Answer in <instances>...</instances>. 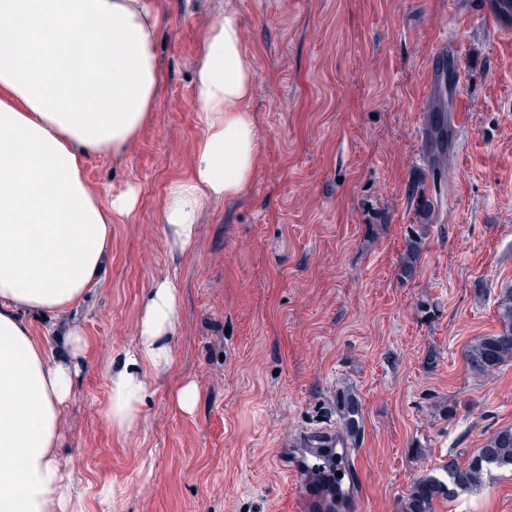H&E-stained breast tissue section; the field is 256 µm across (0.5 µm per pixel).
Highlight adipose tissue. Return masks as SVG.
I'll list each match as a JSON object with an SVG mask.
<instances>
[{"label":"adipose tissue","mask_w":512,"mask_h":512,"mask_svg":"<svg viewBox=\"0 0 512 512\" xmlns=\"http://www.w3.org/2000/svg\"><path fill=\"white\" fill-rule=\"evenodd\" d=\"M166 23L164 0H0V512H84L58 461L85 345L72 313L102 282L113 225L139 202L137 187L111 194L85 170L127 153L151 121ZM255 78L225 0L199 46L190 170L161 201L173 253L193 251L201 214L254 177ZM180 302L171 278L149 289L136 339L108 378L101 416L112 431L138 425L151 377L172 366ZM62 325L68 358L48 347Z\"/></svg>","instance_id":"adipose-tissue-1"}]
</instances>
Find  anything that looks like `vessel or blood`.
<instances>
[{
  "label": "vessel or blood",
  "mask_w": 512,
  "mask_h": 512,
  "mask_svg": "<svg viewBox=\"0 0 512 512\" xmlns=\"http://www.w3.org/2000/svg\"><path fill=\"white\" fill-rule=\"evenodd\" d=\"M461 14L467 19L488 23L501 37L512 39V0H462ZM424 72L427 95L422 108L421 133L429 131L432 117L438 110L436 96L441 92L446 93L450 100L447 108L450 128L464 125L467 116L459 109L463 66L455 42L444 35L437 37L426 54ZM319 444L336 454L340 473L329 480L323 478L317 468L318 454L311 451L310 440L299 439L297 445L304 448L306 454L300 465L292 469L300 482L295 512H351L357 501L353 488L343 479L350 466L346 443L330 435L321 438Z\"/></svg>",
  "instance_id": "vessel-or-blood-1"
}]
</instances>
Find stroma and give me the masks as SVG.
I'll return each mask as SVG.
<instances>
[{
    "instance_id": "stroma-1",
    "label": "stroma",
    "mask_w": 512,
    "mask_h": 512,
    "mask_svg": "<svg viewBox=\"0 0 512 512\" xmlns=\"http://www.w3.org/2000/svg\"><path fill=\"white\" fill-rule=\"evenodd\" d=\"M255 64L260 145L239 196L206 210L195 251L171 256L160 207L199 132L192 76L224 0H166L152 122L88 180L136 185L112 227L104 280L79 308L87 344L64 410L62 460L85 512H292L290 436L349 437L356 512H410L415 483L466 466L512 429V359L472 370L470 345L501 332L512 289V39L455 17L451 0H236ZM458 40L464 79L446 179L422 161L423 57L440 28ZM434 222L412 276L400 258L416 207ZM182 292L173 367L154 380L138 426L100 419L107 375L137 336L159 278ZM195 383L193 412L175 392ZM432 512H512V469L438 496Z\"/></svg>"
}]
</instances>
